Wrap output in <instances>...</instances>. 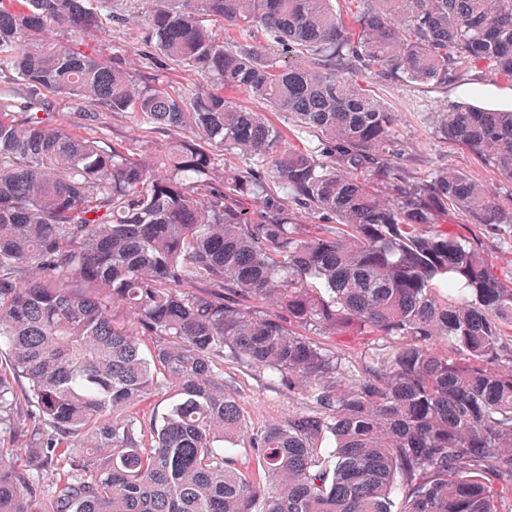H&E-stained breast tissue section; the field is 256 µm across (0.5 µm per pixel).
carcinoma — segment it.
<instances>
[{
	"instance_id": "carcinoma-1",
	"label": "carcinoma",
	"mask_w": 512,
	"mask_h": 512,
	"mask_svg": "<svg viewBox=\"0 0 512 512\" xmlns=\"http://www.w3.org/2000/svg\"><path fill=\"white\" fill-rule=\"evenodd\" d=\"M358 2L351 30L332 0H0V354L75 443L47 494L51 442L26 468L0 450V512H512V278L440 223L512 232V107L469 87L431 120L493 190L410 175L395 113L357 81L512 83V0ZM130 11L152 62L210 86L172 94L81 50ZM108 113L142 139L107 145ZM338 332L363 337L356 359L322 341ZM226 364L308 406L253 429ZM158 390L161 411L129 413ZM227 93L231 96H235L240 104L255 112H268L266 113V118L284 130L288 142V122L284 120V118L279 113L270 110L269 107H265L264 105L248 98L240 92L228 91Z\"/></svg>"
}]
</instances>
